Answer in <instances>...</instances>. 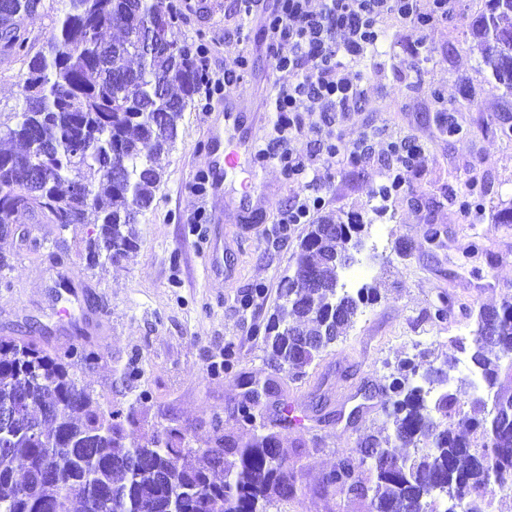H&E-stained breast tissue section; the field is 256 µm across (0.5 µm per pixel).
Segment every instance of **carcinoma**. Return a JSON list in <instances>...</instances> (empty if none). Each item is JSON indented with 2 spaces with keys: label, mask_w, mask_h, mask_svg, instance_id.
<instances>
[{
  "label": "carcinoma",
  "mask_w": 512,
  "mask_h": 512,
  "mask_svg": "<svg viewBox=\"0 0 512 512\" xmlns=\"http://www.w3.org/2000/svg\"><path fill=\"white\" fill-rule=\"evenodd\" d=\"M64 2L47 50L32 56L16 17L37 12L41 0H0V55L27 64L23 110L14 125L0 123V139L22 144L0 150V237L24 218L63 229L91 224L89 264L118 263L138 248L133 225L161 182L157 159L209 76L164 0ZM162 15L164 43L150 48L147 31ZM108 28L122 38L104 41ZM471 35L495 87L511 93L512 0H488ZM113 153L125 158L121 172L108 163ZM366 237L360 218L309 225L264 328L275 369L302 372L354 324L361 305L377 299L366 284L350 293L340 283L348 241ZM467 349L472 375L493 393V412L472 395L475 415L459 416L469 380L435 387L431 400L424 355L401 360L384 385L386 427L340 458L324 490L361 500L366 512H456L462 499L467 512H492L489 486L512 487V388L500 382L501 362L512 359L511 298L479 309ZM71 367L31 342L0 339V415L11 414L0 423V512H271L292 499L283 484L301 452L282 447L280 432L255 428L270 384L250 383L238 407L249 436L216 426L214 445L193 451L165 428L140 432L134 412L102 405ZM455 417L456 427L448 426ZM48 447L56 449L57 478L43 467ZM21 485L30 489L25 499L17 496Z\"/></svg>",
  "instance_id": "1"
}]
</instances>
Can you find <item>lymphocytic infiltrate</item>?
<instances>
[{"label":"lymphocytic infiltrate","mask_w":512,"mask_h":512,"mask_svg":"<svg viewBox=\"0 0 512 512\" xmlns=\"http://www.w3.org/2000/svg\"><path fill=\"white\" fill-rule=\"evenodd\" d=\"M431 13L420 12L418 0H280L269 22L268 36L279 70L295 74L276 100L287 113L288 131L299 130L302 112H347L358 103L362 73L349 66L381 36V24L392 17L427 26L448 15V0H433Z\"/></svg>","instance_id":"obj_1"}]
</instances>
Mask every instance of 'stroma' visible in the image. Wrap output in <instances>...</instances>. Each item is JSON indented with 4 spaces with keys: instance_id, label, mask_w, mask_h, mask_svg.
I'll return each instance as SVG.
<instances>
[{
    "instance_id": "35a3bbf8",
    "label": "stroma",
    "mask_w": 512,
    "mask_h": 512,
    "mask_svg": "<svg viewBox=\"0 0 512 512\" xmlns=\"http://www.w3.org/2000/svg\"><path fill=\"white\" fill-rule=\"evenodd\" d=\"M181 13L180 28L202 52L211 80L240 70L262 105L253 130L256 149H272L280 128L274 102L288 75L276 71L266 27L274 0H258L244 16L237 0H167ZM488 0H454L447 18L424 32L387 19L386 37L362 61L369 78L355 108L343 116L303 112L302 132L290 133L291 151L308 160L297 175L275 161L254 158L262 212L250 231L224 222V267L208 263L212 197L195 191L208 164L203 144L211 107L204 94L182 115L174 146L162 155V181L136 225L138 249L125 261L88 267L89 227L66 231L25 223L0 239L11 266L0 275V337L35 342L52 355L93 352L79 364L80 383L102 403L134 410L145 427L184 433L190 447L210 445L214 422L235 428L250 382H271L264 422L275 426L282 408L297 418L283 430L284 447L302 441L303 467L285 512H364L342 494L324 495V476L365 434L382 426L383 403L364 400L383 388L399 360L422 353L436 360L450 338L472 335L480 306L512 296V224L492 213L512 205V95L496 89L470 34ZM26 65L0 58V121L14 123L23 104ZM371 149L328 166L322 138ZM420 145L425 164L407 174L390 200L376 196L391 172L392 142ZM482 176L483 207L463 206L471 175ZM320 199L310 221L352 215L389 225L385 256L360 255L365 283L377 302L295 376L266 361L264 326L278 302L281 276L292 265L306 225L288 224L290 207ZM405 243L399 253L397 243ZM232 370H225V358Z\"/></svg>"
}]
</instances>
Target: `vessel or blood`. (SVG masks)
<instances>
[{"label": "vessel or blood", "mask_w": 512, "mask_h": 512, "mask_svg": "<svg viewBox=\"0 0 512 512\" xmlns=\"http://www.w3.org/2000/svg\"><path fill=\"white\" fill-rule=\"evenodd\" d=\"M249 111V102L241 90L225 94L210 113L205 145L210 155L207 181L213 193H220L225 177L232 173L241 174L234 206L237 216L254 213L258 209L255 195L254 168L249 163L253 145L244 122Z\"/></svg>", "instance_id": "1"}]
</instances>
